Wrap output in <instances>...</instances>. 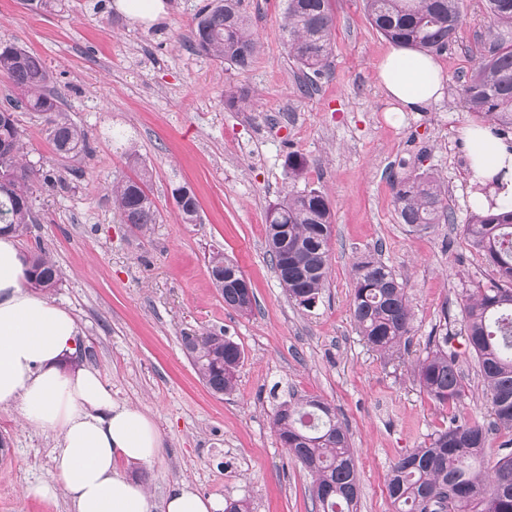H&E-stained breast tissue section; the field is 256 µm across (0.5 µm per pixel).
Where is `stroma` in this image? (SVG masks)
Returning <instances> with one entry per match:
<instances>
[{
    "instance_id": "obj_1",
    "label": "stroma",
    "mask_w": 512,
    "mask_h": 512,
    "mask_svg": "<svg viewBox=\"0 0 512 512\" xmlns=\"http://www.w3.org/2000/svg\"><path fill=\"white\" fill-rule=\"evenodd\" d=\"M205 2L170 0L168 15L144 26L107 0H62L50 11L0 0V41L44 62L91 146L61 157L41 116L20 113L26 158L54 183L35 191L39 222L19 244L28 251L43 243L65 270L51 298L79 325L83 365L100 373L114 399L157 424L159 457L127 471L155 504L186 482L224 503L247 501L252 512H318L309 473L273 428L281 402L307 395L327 402L349 429L358 512H395L386 489L395 460L450 419L492 420L457 304L462 290L494 277L463 232L471 208L460 131L474 117L457 96L480 58L485 11L480 0H464L463 21L438 57L443 98L393 116L378 77L389 42L363 0H333L330 71L310 96L283 47L284 0H244L261 43L244 73L183 45ZM242 90L245 104L229 108L227 97ZM292 153L309 161L301 187L320 190L333 207L329 286L309 310L289 300L265 243V213L291 187ZM142 165L161 216L145 235L121 222L110 192ZM423 171L443 182L453 221L413 233L398 218L391 181ZM182 184L199 202L193 224L177 218L172 190ZM217 251L250 280V313L225 306L213 284L208 261ZM365 254L407 285L413 331L401 355L369 348L351 317L352 266ZM208 332L224 333L244 353L236 387L223 396L207 389L183 346L184 337ZM442 335L464 375L465 395L450 408L415 379L432 337ZM0 439V512H70L64 490L49 499L24 493L52 476L53 433L25 428L12 405L0 407Z\"/></svg>"
}]
</instances>
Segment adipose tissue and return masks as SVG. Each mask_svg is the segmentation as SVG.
Segmentation results:
<instances>
[{"label":"adipose tissue","mask_w":512,"mask_h":512,"mask_svg":"<svg viewBox=\"0 0 512 512\" xmlns=\"http://www.w3.org/2000/svg\"><path fill=\"white\" fill-rule=\"evenodd\" d=\"M386 95L402 109L444 96L441 67L410 47H389L380 66ZM470 203L482 211L512 202V142L491 126H465ZM28 258L12 234L0 235V406L20 405L27 427L56 434L54 478L30 484L32 497L64 487L72 512H154L143 485L121 463L147 464L161 436L143 410L113 399L98 371L70 363L81 348L75 318L26 286Z\"/></svg>","instance_id":"obj_1"}]
</instances>
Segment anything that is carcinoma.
Wrapping results in <instances>:
<instances>
[{
    "instance_id": "cac0c4a2",
    "label": "carcinoma",
    "mask_w": 512,
    "mask_h": 512,
    "mask_svg": "<svg viewBox=\"0 0 512 512\" xmlns=\"http://www.w3.org/2000/svg\"><path fill=\"white\" fill-rule=\"evenodd\" d=\"M372 26L387 40L425 51L448 50L461 20L462 0H364ZM486 30L477 66L459 89L461 107L512 128V0H485ZM334 14L331 0H286L282 41L295 64L321 75L333 53ZM199 53L212 55L241 72L249 70L259 51L243 0H209L195 14L187 35ZM0 72L11 79L16 96L0 107V224L17 237L31 234L33 194L41 169L26 160L16 112H36L45 118L57 153L75 158L88 152L84 129L67 119L57 97L47 92L52 76L39 57L12 43H0ZM307 160L288 157V177H304ZM394 204L400 223L424 232L451 221L439 184L426 173L393 181ZM121 221L147 231L159 223L146 171L114 190ZM178 216L185 224L198 219L193 190H172ZM266 240L283 236L269 254L290 299L309 309L326 287L331 204L317 189H291L271 205L265 216ZM470 246L493 267L496 277L485 288L460 297L463 331L477 359L491 402L495 425L512 429V206L499 213L472 211L466 224ZM30 287L53 291L63 272L36 244L30 254ZM240 271L221 253L210 256L209 274L224 304L239 312L253 301L224 287V265ZM353 320L366 343L383 354L400 350L412 331L406 284L372 256L353 264ZM183 345L205 386L214 394L233 390L243 353L234 341L217 334ZM417 380L441 406L454 405L464 395L457 354L448 351L443 336L417 364ZM283 447L313 476L311 497L320 512H356L359 480L350 439L331 406L319 399L283 401L273 419ZM489 429L470 421H452L430 437L428 445L398 458L387 480L396 512H512V451L499 455L492 471L483 468Z\"/></svg>"
}]
</instances>
